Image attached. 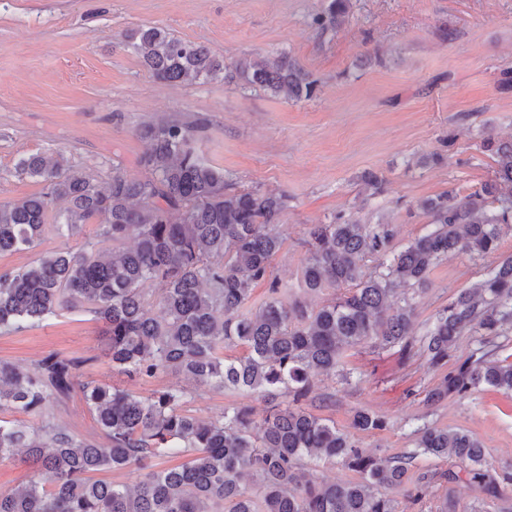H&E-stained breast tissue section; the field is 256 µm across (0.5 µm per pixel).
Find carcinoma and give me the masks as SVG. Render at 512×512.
<instances>
[{
    "mask_svg": "<svg viewBox=\"0 0 512 512\" xmlns=\"http://www.w3.org/2000/svg\"><path fill=\"white\" fill-rule=\"evenodd\" d=\"M351 0H327L311 18L334 31L349 18ZM143 65L160 81L203 83L219 76L293 100L310 99L315 82L292 57L242 56L231 64L203 45L158 26L126 35ZM148 144L140 165L147 175L112 166L102 188L62 160L31 154L20 175L38 178L45 193L0 203V254L38 246L54 231L73 237L91 219L99 239L78 251H47L30 265L0 273V330L34 327L63 312L89 310L106 326L112 370L145 380L167 370L190 387L172 386L142 397L127 388L81 380L82 362L50 353L33 369L0 360V409L37 421L0 420V465L17 460L39 477L0 488V512H397L392 492L422 499L424 479L411 481L420 455L458 460L487 497L502 495L512 475L497 480L484 467V450L469 434L424 423L412 430L415 449L381 458L367 452L351 430L386 429L387 420L367 409L353 411L340 429L310 410L318 376L351 381L346 353L368 345L397 348L404 360L423 357L442 371L424 404L439 406L486 385L512 393V362L496 358L497 339L512 334V257L489 267L473 287L460 291L426 333L416 336V294L448 254L487 257L512 230V140L492 136L482 146L495 158V179L460 197L451 190L419 203L430 229L398 248V225L362 224L337 214L308 230L302 267L304 291L346 292L311 308L286 299L272 278L271 259L284 241L278 221L284 195L258 188L226 192L224 170L198 154L193 128L175 118L145 124ZM66 204L49 223L50 203ZM132 245L108 256L104 244ZM374 262L370 268L367 261ZM267 295L255 302L260 283ZM476 343L448 368L458 341ZM239 346L243 355L224 351ZM202 388L235 391L283 408L257 421L245 406L202 419L187 404ZM94 413L102 440L81 438L54 422L49 407L74 391ZM186 458L161 467L166 458ZM340 464L355 477L329 482L304 476V466ZM131 469L137 482L96 479L98 473Z\"/></svg>",
    "mask_w": 512,
    "mask_h": 512,
    "instance_id": "obj_1",
    "label": "carcinoma"
}]
</instances>
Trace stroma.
Listing matches in <instances>:
<instances>
[{"label":"stroma","instance_id":"stroma-1","mask_svg":"<svg viewBox=\"0 0 512 512\" xmlns=\"http://www.w3.org/2000/svg\"><path fill=\"white\" fill-rule=\"evenodd\" d=\"M325 0H0V202L41 194L37 179L18 176L21 157L62 155L106 186L113 166L143 175V125L170 116L197 129V147L223 169L231 190L257 187L286 194L279 219L282 250L272 275L293 295L303 293L301 270L310 225L342 213L367 224H398L397 245L422 235L429 217L418 202L453 189L465 195L493 179L485 133L512 139V0H352L336 31L310 24ZM141 25L165 28L233 62L280 52L317 82L314 98L284 96L217 78L179 85L155 79L124 36ZM440 153L442 162H430ZM376 173L384 191L366 196L361 176ZM97 220L73 237L49 235L39 248L0 255V272L30 264L40 251L80 249L96 240ZM488 260L452 253L429 275L416 298L414 330L423 334L457 292L480 280ZM105 326L94 313H62L35 327L0 330V360L32 366L50 352L83 362L82 378L124 386L140 395L175 385L165 371L145 381L113 373ZM351 385L320 377L329 405L314 414L338 428L353 409L384 416V430L356 432L366 451L393 457L414 447L411 431L427 422L477 438L491 473H512V394L483 386L463 399L427 409L422 393L439 374L425 359L403 361L397 350L352 349ZM262 400L238 392L202 390L190 405L201 418ZM55 422L81 437H98L80 396L54 404ZM451 458L419 457L413 476H426L418 502L400 499L399 512H440L453 493L458 512H512V485L499 499L444 478Z\"/></svg>","mask_w":512,"mask_h":512}]
</instances>
